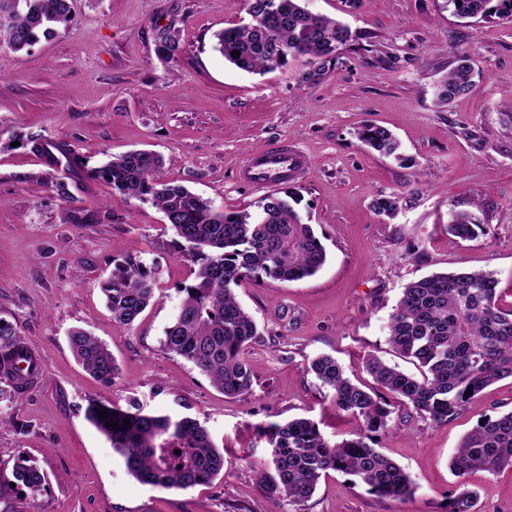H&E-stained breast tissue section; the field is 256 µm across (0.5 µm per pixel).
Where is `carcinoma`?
<instances>
[{"mask_svg":"<svg viewBox=\"0 0 512 512\" xmlns=\"http://www.w3.org/2000/svg\"><path fill=\"white\" fill-rule=\"evenodd\" d=\"M307 0H247L257 19L227 27L215 34L214 49L241 71L264 74L303 58L309 68L298 75L310 83L328 67L338 65L340 50L354 53L349 28L307 9ZM10 5L0 18V43L28 51L42 39L56 36L73 21V0H0ZM463 19H512V0H448ZM156 51L171 60L179 40L171 28L157 31ZM240 56H235V52ZM472 88L466 57L436 86L439 105L446 106ZM369 148L394 155L399 144L384 127L368 124L358 131ZM23 144L35 153L56 150L66 167L85 170L128 199L150 202L165 216L198 266L192 283L179 289V312L165 331L163 346L191 363L226 395H242L252 387L245 350L260 336L252 315L242 306L235 287L246 278H271L291 283L313 276L325 263L326 251L312 225L303 222L291 201L292 191L263 197L253 212H224L183 185L161 183L155 172L159 155L132 150L98 167L83 160L63 141L29 137ZM398 198L374 200V211L395 216ZM481 228L467 212L448 213V234L467 239ZM499 280L492 272L435 273L410 283L388 324V344L400 357L418 365L409 374L398 365L371 355L365 368L373 379L368 388L353 382L336 358L322 355L309 369L333 393L337 409L359 422L352 437L325 438L319 424L293 418L263 428L270 448V467L260 472L266 494L303 512L320 479L331 472L350 476L353 488L385 499H404L414 493L410 475L375 448L374 436L387 428L396 407L407 406L436 423L454 419L469 400L495 382L512 378V310L498 304ZM101 291L112 320L131 326L147 309L157 291L156 270L126 257L115 263ZM73 354L94 378L111 383L118 367L108 346L84 330L69 337ZM42 362L14 327L0 319V398L14 399L32 387ZM471 392L464 397L465 392ZM88 415L141 483L164 489H187L208 484L224 472V452L197 420L157 415L134 405H90ZM181 454H176V451ZM512 467V410L488 418L466 434L451 458L457 477L476 471L494 474ZM16 484L37 497L45 490L44 473L31 460L18 456L13 469ZM476 492L463 489L450 497L448 512H473Z\"/></svg>","mask_w":512,"mask_h":512,"instance_id":"carcinoma-1","label":"carcinoma"}]
</instances>
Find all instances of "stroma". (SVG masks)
I'll use <instances>...</instances> for the list:
<instances>
[{"label":"stroma","mask_w":512,"mask_h":512,"mask_svg":"<svg viewBox=\"0 0 512 512\" xmlns=\"http://www.w3.org/2000/svg\"><path fill=\"white\" fill-rule=\"evenodd\" d=\"M311 11L349 26L365 54L343 53L316 82L298 64L242 72L214 50L215 32L248 22L245 0H74V21L30 51L0 47V319L37 352L43 373L20 400L0 401V512H287L268 498L254 466L270 448L262 426L309 417L338 441L355 431L309 369L329 354L363 384L375 354L415 372L387 343L404 288L435 272L484 270L512 309V21L460 19L446 0H309ZM178 33L179 53L155 51L158 29ZM467 55L473 87L438 106L435 85ZM365 123L390 129L400 158L358 139ZM66 142L86 168L130 150L161 155L156 179L183 184L223 211L255 210L268 188L240 181L248 155L288 141L309 168L291 179L298 209L327 252L312 277L246 280L237 288L260 336L249 345L250 392L227 396L163 345L194 264L151 203L127 199L85 174L58 170L72 195L35 180L47 165L23 146ZM397 195L396 218L374 200ZM106 215L67 223L74 202ZM474 212L483 231L448 237L449 211ZM134 257L157 271L161 296L130 327L114 323L100 292L114 262ZM82 328L105 342L119 367L112 385L90 377L69 345ZM198 420L224 450V473L207 485L163 489L137 481L87 419L91 402ZM512 410V378L483 390L453 420L402 407L377 446L415 484L402 500L322 478L305 512H447L460 480L450 459L484 418ZM45 474L38 499L14 486L17 456ZM475 512H512V467L478 472Z\"/></svg>","instance_id":"stroma-1"}]
</instances>
